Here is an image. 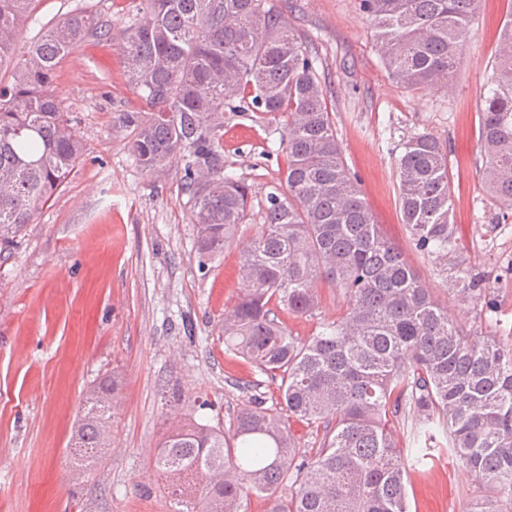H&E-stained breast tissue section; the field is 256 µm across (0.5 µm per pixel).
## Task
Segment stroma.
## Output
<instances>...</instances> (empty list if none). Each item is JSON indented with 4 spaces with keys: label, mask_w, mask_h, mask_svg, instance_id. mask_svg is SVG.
I'll return each instance as SVG.
<instances>
[{
    "label": "stroma",
    "mask_w": 512,
    "mask_h": 512,
    "mask_svg": "<svg viewBox=\"0 0 512 512\" xmlns=\"http://www.w3.org/2000/svg\"><path fill=\"white\" fill-rule=\"evenodd\" d=\"M303 40L326 82L348 168L384 233L464 329L512 340V220L486 189L480 103L512 0H482L447 87L407 89L388 74L360 0H267ZM139 0H34L16 55L60 18L84 9L106 24L64 58L55 86L86 152L18 245L0 255V512H174L152 452L174 414L229 422L247 405L234 386L252 370L224 350L220 322L244 285L240 250L202 261L195 247L183 165L142 170L114 120L144 107L120 47ZM418 133L448 150L456 248L447 262L414 249L401 220L395 159ZM281 122L224 115V162L251 188L244 237L257 233L267 197L282 192ZM479 278L495 308L459 304L451 289ZM313 315L281 314L305 339L346 309L320 289ZM118 375L112 448L92 473L71 463L72 426L102 377ZM207 404L189 409V398ZM411 512H465L486 489L452 455L407 465Z\"/></svg>",
    "instance_id": "stroma-1"
}]
</instances>
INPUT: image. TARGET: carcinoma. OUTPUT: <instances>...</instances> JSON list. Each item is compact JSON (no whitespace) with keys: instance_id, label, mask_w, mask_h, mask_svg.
Returning a JSON list of instances; mask_svg holds the SVG:
<instances>
[{"instance_id":"obj_1","label":"carcinoma","mask_w":512,"mask_h":512,"mask_svg":"<svg viewBox=\"0 0 512 512\" xmlns=\"http://www.w3.org/2000/svg\"><path fill=\"white\" fill-rule=\"evenodd\" d=\"M33 0H0V66L13 60ZM382 60L399 84L448 85L480 0H361ZM121 46L143 111L122 112L130 149L150 174L177 156L196 227V248L211 259L238 243L249 186L224 173V108L280 119L285 128V191L267 197L264 224L243 243L246 284L224 310L225 351L248 361L282 402L269 408L256 380L229 428L182 417L155 448L153 464L173 494L192 499L176 512H247L256 495L266 512H410L404 453L447 450L491 494L466 512H512V343L471 336L448 317L383 232L344 162L315 58L266 0H140ZM102 30L85 10L52 25L16 61L0 90V252L17 244L36 212L66 183L85 153L61 108L58 64ZM485 180L512 215V51L499 52L481 106ZM403 223L415 249L448 257L454 246L448 154L429 134L410 137L395 159ZM341 289L343 315L313 337L293 335L277 312L311 315L317 285ZM458 300L486 301L477 280ZM115 375L93 388L72 439L76 468L92 471L110 450ZM418 421L400 446L396 424ZM315 429L302 452L290 421Z\"/></svg>"}]
</instances>
